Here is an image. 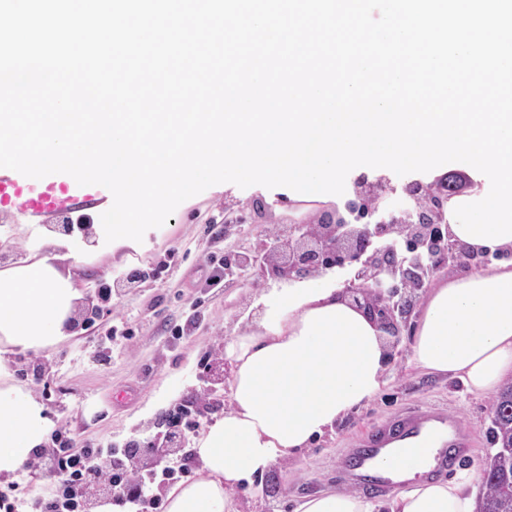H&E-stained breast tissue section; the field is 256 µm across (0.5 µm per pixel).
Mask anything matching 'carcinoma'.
I'll use <instances>...</instances> for the list:
<instances>
[{
  "instance_id": "1",
  "label": "carcinoma",
  "mask_w": 512,
  "mask_h": 512,
  "mask_svg": "<svg viewBox=\"0 0 512 512\" xmlns=\"http://www.w3.org/2000/svg\"><path fill=\"white\" fill-rule=\"evenodd\" d=\"M421 204L430 206L431 199L442 201L438 221L448 223V200L469 189L463 174L420 186ZM496 451L485 459V477L477 512H512V383L502 387L493 399V427L490 436Z\"/></svg>"
}]
</instances>
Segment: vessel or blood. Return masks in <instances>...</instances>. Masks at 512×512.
Returning <instances> with one entry per match:
<instances>
[{
    "label": "vessel or blood",
    "instance_id": "obj_1",
    "mask_svg": "<svg viewBox=\"0 0 512 512\" xmlns=\"http://www.w3.org/2000/svg\"><path fill=\"white\" fill-rule=\"evenodd\" d=\"M108 194L105 187L81 186L66 174L33 179L0 168V205L12 206L25 215L50 216L91 209ZM430 436L434 437L436 446L419 473L423 480L449 472L471 446L470 434L457 415L438 410L407 411L396 424L363 434L344 458L342 473L351 487L375 494L406 484L415 447ZM387 457L397 460L396 468L382 467L381 461Z\"/></svg>",
    "mask_w": 512,
    "mask_h": 512
}]
</instances>
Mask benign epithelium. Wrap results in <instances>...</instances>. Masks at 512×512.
<instances>
[{
	"label": "benign epithelium",
	"mask_w": 512,
	"mask_h": 512,
	"mask_svg": "<svg viewBox=\"0 0 512 512\" xmlns=\"http://www.w3.org/2000/svg\"><path fill=\"white\" fill-rule=\"evenodd\" d=\"M437 210L425 214L411 206L399 218L375 223L346 224L324 217L316 224H285L270 232L256 231V242H238L234 253L238 275H258L279 282L314 277L336 267L352 266L354 277L344 282L343 293L390 336L399 335V323L413 313L418 292L436 272L457 261L467 268L484 266L486 255L452 239L436 223ZM145 453L128 455L136 464L155 466L185 447L157 450L144 444Z\"/></svg>",
	"instance_id": "obj_1"
}]
</instances>
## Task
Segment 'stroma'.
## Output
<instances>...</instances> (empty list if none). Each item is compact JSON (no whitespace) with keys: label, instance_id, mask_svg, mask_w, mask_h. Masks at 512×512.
Segmentation results:
<instances>
[{"label":"stroma","instance_id":"1","mask_svg":"<svg viewBox=\"0 0 512 512\" xmlns=\"http://www.w3.org/2000/svg\"><path fill=\"white\" fill-rule=\"evenodd\" d=\"M453 170L448 163L427 173L400 176L388 169L358 167L348 174L343 195L314 203L312 212L346 213L349 201L356 198V182L380 178L391 186L386 208L398 210L410 202L409 185L431 182ZM256 199L268 206L260 220L268 229L290 223L297 215L288 206L287 188L217 184L190 199L170 217L168 227L150 232L140 250L89 249L79 256L72 272L84 295L109 287L111 300L91 324L78 327L76 336L11 356L14 383L45 406L55 434L79 446L91 442L121 453L130 442L154 439L160 432L158 419L180 406L198 409L203 427L223 416L228 402L209 406L203 399L206 368L223 358L226 341L255 319L263 296L276 284L230 275L213 287L209 279L214 260L225 258L250 230L246 224L225 225V208ZM29 222L16 209L0 207V234L9 239L7 247H0V270L27 256L33 234ZM132 270L138 272L139 282L117 286V279ZM176 326L183 328L184 338L172 337ZM412 332L408 324L399 337L385 339L393 358L383 391L314 440L299 459L277 461L255 485L236 489L241 512H296L307 497L342 488L336 467L352 438L414 406H441L465 422L473 446L459 468L485 459L491 396L468 392L458 378L416 369L409 361ZM54 448L53 441H46L37 458L14 475L19 499L29 503L52 492L55 482L46 462Z\"/></svg>","mask_w":512,"mask_h":512}]
</instances>
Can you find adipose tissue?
I'll list each match as a JSON object with an SVG mask.
<instances>
[{"instance_id":"adipose-tissue-1","label":"adipose tissue","mask_w":512,"mask_h":512,"mask_svg":"<svg viewBox=\"0 0 512 512\" xmlns=\"http://www.w3.org/2000/svg\"><path fill=\"white\" fill-rule=\"evenodd\" d=\"M81 290L54 255L32 247L0 270V478L15 474L53 426L42 403L12 382L9 353L73 336ZM231 407L198 439L201 463L173 487L167 512H239L236 489L280 459H297L337 421L386 386L390 351L376 322L337 291L331 275L291 280L264 300L248 330L224 345ZM411 363L487 394L512 380V261L455 274L428 292ZM479 466L448 481H412L385 506L324 492L297 512H476Z\"/></svg>"}]
</instances>
